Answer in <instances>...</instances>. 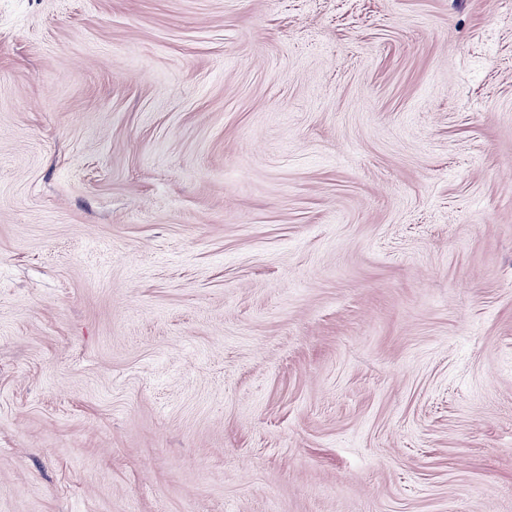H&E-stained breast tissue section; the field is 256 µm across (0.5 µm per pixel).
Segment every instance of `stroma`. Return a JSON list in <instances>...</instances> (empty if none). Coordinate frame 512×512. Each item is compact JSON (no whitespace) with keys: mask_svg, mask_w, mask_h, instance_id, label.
<instances>
[{"mask_svg":"<svg viewBox=\"0 0 512 512\" xmlns=\"http://www.w3.org/2000/svg\"><path fill=\"white\" fill-rule=\"evenodd\" d=\"M0 512H512V0H0Z\"/></svg>","mask_w":512,"mask_h":512,"instance_id":"1","label":"stroma"}]
</instances>
